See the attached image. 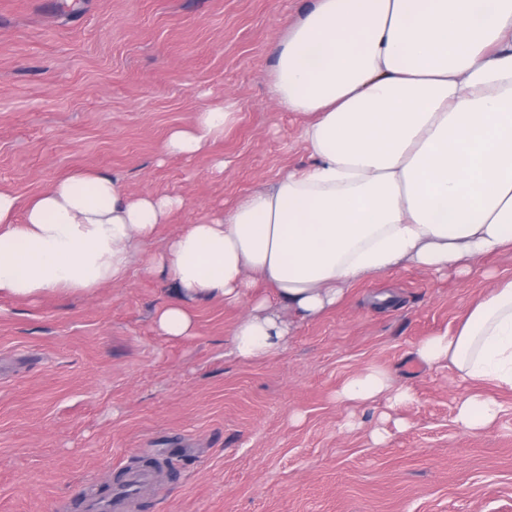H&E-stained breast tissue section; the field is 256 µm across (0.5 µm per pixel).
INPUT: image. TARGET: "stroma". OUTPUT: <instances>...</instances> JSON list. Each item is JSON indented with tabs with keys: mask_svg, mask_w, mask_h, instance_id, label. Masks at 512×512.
Wrapping results in <instances>:
<instances>
[{
	"mask_svg": "<svg viewBox=\"0 0 512 512\" xmlns=\"http://www.w3.org/2000/svg\"><path fill=\"white\" fill-rule=\"evenodd\" d=\"M311 0H0V191L20 200L73 173L104 172L130 195L180 196L127 276L91 294L0 296V512H63L126 461L169 468L136 512H512V393L473 434L455 421L465 386L415 358L455 330L512 252L469 277L400 268L347 287L297 322L275 356L231 353L241 306L191 302V335L158 333L171 283L146 255L208 211L311 162L302 117L274 108L276 40ZM234 97L239 123L200 155L163 152L203 104ZM227 166L217 171L215 158ZM388 294L381 307L376 295ZM366 366L414 398L349 412L336 393Z\"/></svg>",
	"mask_w": 512,
	"mask_h": 512,
	"instance_id": "35a3bbf8",
	"label": "stroma"
}]
</instances>
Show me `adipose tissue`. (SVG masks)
<instances>
[{
	"label": "adipose tissue",
	"instance_id": "obj_1",
	"mask_svg": "<svg viewBox=\"0 0 512 512\" xmlns=\"http://www.w3.org/2000/svg\"><path fill=\"white\" fill-rule=\"evenodd\" d=\"M271 99L306 116L314 159L208 213L150 256L176 298L154 315L160 334L191 335L189 302L242 306L232 354H278L295 320L336 306L347 286L405 265L466 276L512 248V0H316L274 45ZM240 119L227 98L172 131L169 155L192 157ZM179 197L130 196L105 173L77 172L26 202L0 191V295L35 300L123 280L141 243ZM272 297L253 293L255 281ZM288 306L284 320L279 306ZM416 357L468 384L456 421L478 432L512 392V279L455 332L423 339ZM409 388L367 367L336 398L355 408Z\"/></svg>",
	"mask_w": 512,
	"mask_h": 512
}]
</instances>
